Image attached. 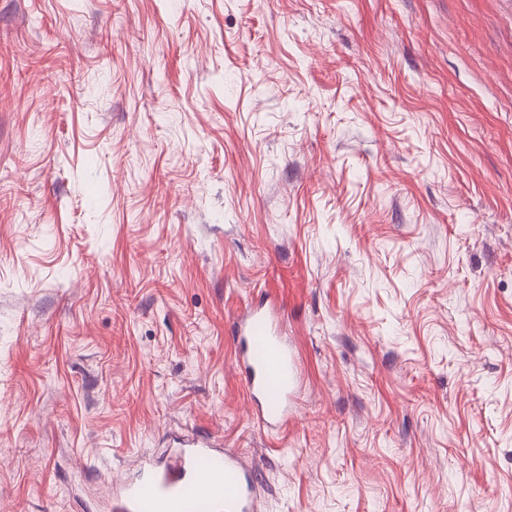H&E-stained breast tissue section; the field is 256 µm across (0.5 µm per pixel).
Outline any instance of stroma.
Returning a JSON list of instances; mask_svg holds the SVG:
<instances>
[{
	"label": "stroma",
	"instance_id": "1",
	"mask_svg": "<svg viewBox=\"0 0 512 512\" xmlns=\"http://www.w3.org/2000/svg\"><path fill=\"white\" fill-rule=\"evenodd\" d=\"M201 437L257 512H512V0H0V512ZM238 368L255 415L265 425L288 417V403L298 385L294 358L273 319L251 310L234 327Z\"/></svg>",
	"mask_w": 512,
	"mask_h": 512
}]
</instances>
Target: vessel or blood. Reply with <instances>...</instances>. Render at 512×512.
I'll return each mask as SVG.
<instances>
[{"instance_id":"obj_1","label":"vessel or blood","mask_w":512,"mask_h":512,"mask_svg":"<svg viewBox=\"0 0 512 512\" xmlns=\"http://www.w3.org/2000/svg\"><path fill=\"white\" fill-rule=\"evenodd\" d=\"M238 368L260 422L286 420L297 388L294 358L273 319L251 310L234 327ZM119 512H253L252 483L233 453L197 441L168 464L144 466L123 483Z\"/></svg>"}]
</instances>
